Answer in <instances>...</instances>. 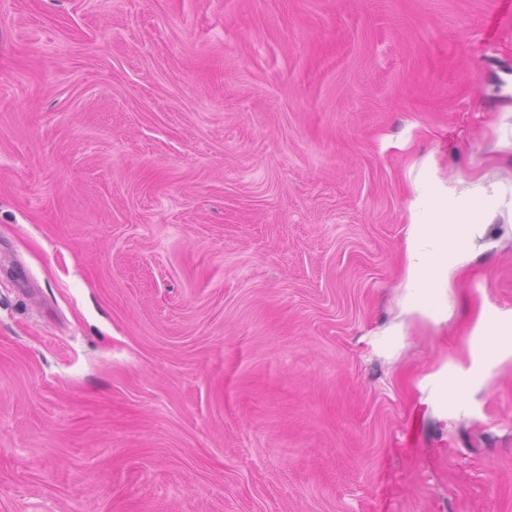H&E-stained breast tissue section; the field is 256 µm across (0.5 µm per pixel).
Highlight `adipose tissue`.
<instances>
[{"mask_svg":"<svg viewBox=\"0 0 512 512\" xmlns=\"http://www.w3.org/2000/svg\"><path fill=\"white\" fill-rule=\"evenodd\" d=\"M494 198L482 187L464 197H439L428 208L425 220L407 226L410 299L419 307L440 306L448 282L464 262L471 232L496 211ZM474 334L483 341V354L492 359L512 354V314L486 315Z\"/></svg>","mask_w":512,"mask_h":512,"instance_id":"ef3b65f1","label":"adipose tissue"}]
</instances>
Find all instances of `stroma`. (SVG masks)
<instances>
[{
    "label": "stroma",
    "mask_w": 512,
    "mask_h": 512,
    "mask_svg": "<svg viewBox=\"0 0 512 512\" xmlns=\"http://www.w3.org/2000/svg\"><path fill=\"white\" fill-rule=\"evenodd\" d=\"M493 307L512 0H0V512H512V357L436 398ZM496 209L494 198L476 186L465 197L436 198L423 221L412 216L406 231L407 272L410 300L416 306L441 305L452 274L466 258L472 229L485 223Z\"/></svg>",
    "instance_id": "1"
}]
</instances>
